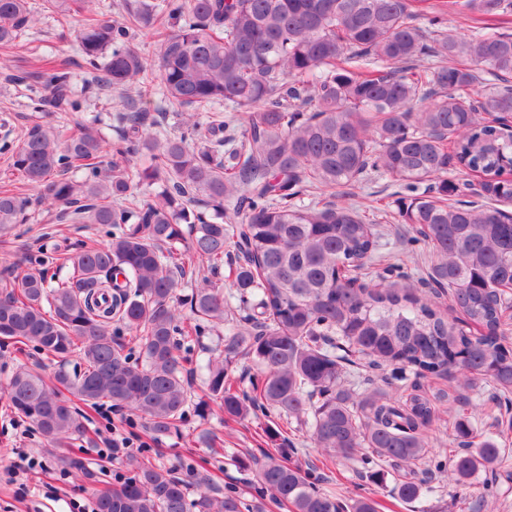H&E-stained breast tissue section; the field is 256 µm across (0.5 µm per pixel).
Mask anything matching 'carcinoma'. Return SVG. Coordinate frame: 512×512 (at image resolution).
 Returning <instances> with one entry per match:
<instances>
[{
  "instance_id": "1",
  "label": "carcinoma",
  "mask_w": 512,
  "mask_h": 512,
  "mask_svg": "<svg viewBox=\"0 0 512 512\" xmlns=\"http://www.w3.org/2000/svg\"><path fill=\"white\" fill-rule=\"evenodd\" d=\"M62 19L82 17L85 83L122 91V126L104 166L96 118L75 131L34 124L21 143L3 141L18 184L0 185V225L27 220L25 188L62 208L77 224L109 227L104 243L65 254L66 281L52 282L53 257L0 287V339L83 365L53 377L25 363L7 381L14 413L51 446L83 431L88 408L107 401L144 416L158 437L179 429L191 405L175 351L213 321H224V289L202 277L183 317L176 297L187 273L217 272L224 257L243 315L207 363L206 389L224 416L260 411L311 425L316 447L357 467L373 484L393 472L404 502L420 499L430 478L417 465L448 473L459 486L495 473L506 449L469 425L492 408L464 395L475 381L492 386L497 407L512 394V333L496 290L512 284V33L481 27L465 36L441 28L444 9L428 0H138L120 21L96 13L93 0H48ZM476 21L512 15V0H451ZM28 0H0V50L9 51L29 21ZM428 18L429 27L417 20ZM141 28L158 37L154 68L129 40ZM382 66H377V63ZM56 112H75L73 76L59 63L33 72ZM164 103L192 108L186 124L201 138L160 140L139 108L151 78ZM491 82L483 99L473 87ZM207 122L198 120L214 104ZM249 113L230 133L231 112ZM495 112L489 121L483 113ZM71 169L86 172L76 181ZM401 182L411 195L398 214L432 252L426 271L398 274L387 286L370 269L392 254L375 223L350 206L305 202L315 189L349 185L370 173ZM483 176L478 196L455 199L459 175ZM162 183L142 201L133 183ZM192 238L184 241L181 225ZM429 285L451 305L414 294ZM126 335L128 339L117 340ZM366 367L386 372L394 390L358 393ZM252 362L259 375L232 390L228 369ZM446 376L455 394L431 398L420 379ZM466 411L458 447L435 450L429 431L437 405ZM258 499L209 487L191 500L171 470L139 462L98 512H265L264 498L294 512H378L371 497L342 503L311 474L273 455L259 463Z\"/></svg>"
}]
</instances>
